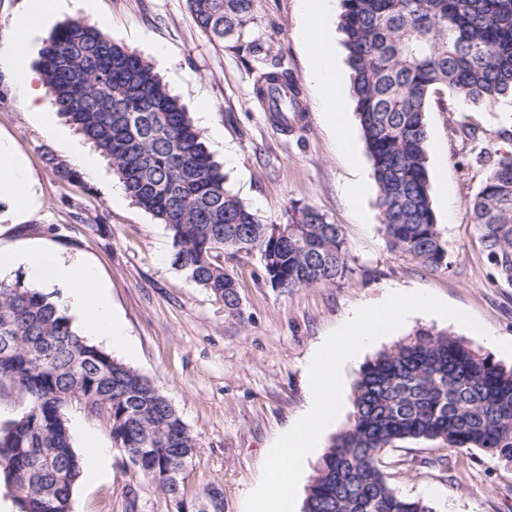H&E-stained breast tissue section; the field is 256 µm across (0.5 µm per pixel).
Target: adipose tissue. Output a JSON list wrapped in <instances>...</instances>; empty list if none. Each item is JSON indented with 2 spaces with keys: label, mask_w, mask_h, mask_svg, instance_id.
Masks as SVG:
<instances>
[{
  "label": "adipose tissue",
  "mask_w": 512,
  "mask_h": 512,
  "mask_svg": "<svg viewBox=\"0 0 512 512\" xmlns=\"http://www.w3.org/2000/svg\"><path fill=\"white\" fill-rule=\"evenodd\" d=\"M330 0H303L307 27L304 35L311 56L308 78L322 90L323 110L338 135H345L340 78L325 34ZM8 200L15 218L37 205L24 159L11 140L0 135V199ZM23 269L33 287L59 289V304L78 318L84 336L122 349L128 345L123 321L114 313L106 285L97 271L77 258L32 248L0 249V272Z\"/></svg>",
  "instance_id": "adipose-tissue-1"
}]
</instances>
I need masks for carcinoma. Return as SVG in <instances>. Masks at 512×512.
<instances>
[{
    "mask_svg": "<svg viewBox=\"0 0 512 512\" xmlns=\"http://www.w3.org/2000/svg\"><path fill=\"white\" fill-rule=\"evenodd\" d=\"M196 25L224 40L251 21L252 0H187ZM351 91L377 191L387 248L434 269L452 261L431 197L426 112L446 89L474 105L512 108V0H341ZM52 106L112 161L130 198L166 226L173 261L197 286L239 310L238 280L221 257L256 252L282 291L334 285L350 271L343 229L308 207L266 224L226 186L188 112L153 65L97 23L70 21L43 43L38 62ZM271 119L299 116L288 71L260 74ZM490 163L467 201L496 278L512 284V151ZM26 411L0 426V479L16 486L18 512H71L82 476L67 409L106 412L112 441L181 505V480L198 443L171 403L137 370L81 334L51 293L0 279V386ZM349 426L331 438L302 512H434L388 482L382 456L403 442L479 449L512 472V369L445 331L418 330L366 362Z\"/></svg>",
    "mask_w": 512,
    "mask_h": 512,
    "instance_id": "carcinoma-1",
    "label": "carcinoma"
}]
</instances>
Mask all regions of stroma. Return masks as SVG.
<instances>
[{"label": "stroma", "instance_id": "stroma-1", "mask_svg": "<svg viewBox=\"0 0 512 512\" xmlns=\"http://www.w3.org/2000/svg\"><path fill=\"white\" fill-rule=\"evenodd\" d=\"M26 0H0V134L12 141L35 183L40 205L21 221L0 219V248L32 244L77 256L108 285L114 312L132 342V356L116 358L152 379L175 407L199 448L181 484L185 512L204 493L220 492L224 512H245L266 455L307 408L308 366L316 347L361 306L393 290L426 291L474 317L485 335L423 313L362 349L345 369L353 386L363 362L422 328L464 337L496 362L512 367L498 341H512V286L492 279L466 209L489 167L479 151H505L512 143V110L475 106L440 91L426 121L431 195L452 265L421 266L387 250L379 231L371 162L358 118L346 109L354 152H346L319 107L310 82V55L302 38L301 0H253L252 20L240 38L218 44L197 27L186 0H57L34 31H15ZM85 19L151 61L163 82L188 109L216 160L233 153L226 168L233 193L268 224H283L291 204L310 206L344 229L351 273L329 287L286 293L265 280L258 254L225 258L240 284L236 313L187 280L172 258L163 224L131 199L117 202L120 181L109 162L97 178L56 177L46 153L72 162L89 144L77 132L57 133L31 113L18 90L15 68H34L44 40L64 22ZM272 58L298 80L304 110L290 128L273 124L253 94L263 58ZM476 129L475 137L462 131ZM366 182L361 200L350 187ZM73 445L82 461L92 445L109 449L101 471L86 470L71 512H175L156 485L112 447L106 416L72 403L67 411ZM437 451L422 443L387 449L385 471L400 493L428 502L435 512H512V473L479 450L449 451L447 467L427 465Z\"/></svg>", "mask_w": 512, "mask_h": 512}]
</instances>
